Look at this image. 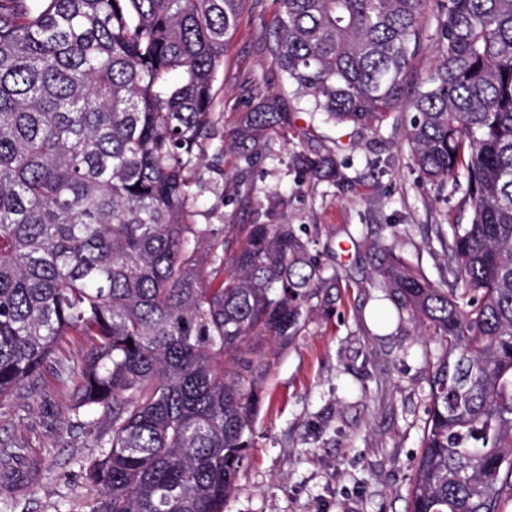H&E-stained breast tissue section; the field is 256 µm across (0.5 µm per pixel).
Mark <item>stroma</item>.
I'll return each mask as SVG.
<instances>
[{"label":"stroma","mask_w":512,"mask_h":512,"mask_svg":"<svg viewBox=\"0 0 512 512\" xmlns=\"http://www.w3.org/2000/svg\"><path fill=\"white\" fill-rule=\"evenodd\" d=\"M277 12V0L244 6L215 84L225 130L266 92L285 89L273 61ZM290 109L307 137L286 136L275 146L277 159L250 166L251 195L231 188L242 166L232 152L209 148L193 175V223H264L271 198L282 196L287 203L277 222L317 238L342 278L334 308L315 313L288 349L256 345L264 363L256 377L261 402L225 512H406L429 408L426 379L439 346L411 323L383 329L372 323L371 245L388 241L397 228L398 250L438 280L445 252L436 227L458 217L460 197L422 184L411 161L408 113L355 135L310 117L307 102H291ZM338 142L349 191L312 183L287 163L296 145L330 149ZM72 407L71 391L51 366L35 391L20 389L0 403V438H27L23 461L36 473L25 491L0 489V499L10 500L6 512H89L97 491L81 464L99 449L77 428Z\"/></svg>","instance_id":"stroma-1"}]
</instances>
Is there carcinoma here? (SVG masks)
<instances>
[{"instance_id":"obj_1","label":"carcinoma","mask_w":512,"mask_h":512,"mask_svg":"<svg viewBox=\"0 0 512 512\" xmlns=\"http://www.w3.org/2000/svg\"><path fill=\"white\" fill-rule=\"evenodd\" d=\"M246 0H0V401L61 367L87 433L90 512H224L257 411L252 344L283 350L339 278L292 224L191 223V173L224 138L214 85ZM435 11L427 15L429 3ZM274 63L335 125L404 106L420 178L462 193L434 283L373 245L370 287L440 351L407 512L512 500V0H278ZM435 27L440 64L413 78ZM294 129L280 97L228 140L246 165ZM293 165L343 190L332 154ZM0 438V462L27 448Z\"/></svg>"}]
</instances>
